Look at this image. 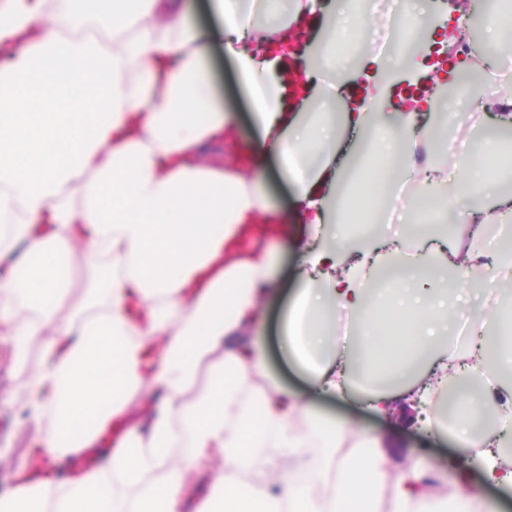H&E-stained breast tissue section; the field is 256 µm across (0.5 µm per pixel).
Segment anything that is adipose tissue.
I'll return each mask as SVG.
<instances>
[{"mask_svg": "<svg viewBox=\"0 0 512 512\" xmlns=\"http://www.w3.org/2000/svg\"><path fill=\"white\" fill-rule=\"evenodd\" d=\"M407 41L394 53L366 52L341 78L329 58L352 28L367 33L368 0L327 13L322 0H212L222 23L203 31L183 0H0V221L23 251L0 247V326L43 339V370L27 383L31 409L51 412L39 442L49 465L19 466L0 512H182L192 473L220 463L223 482L195 512H378L374 488L389 484L393 512H432L437 499L423 467L387 473L376 437L330 419L268 380L258 334L263 302L279 290L263 242L292 235L297 288L282 331L295 365L323 392L354 391L367 372L380 414L402 398L434 400L448 381L438 343L466 319L494 347L467 364L470 392L456 416L485 479L512 488V307L487 314L456 306L482 257L486 229L512 219V192L496 193L512 154L457 156L467 181L449 190L440 164L449 114L437 131L424 124L443 87L480 66L471 56L434 70L447 49L448 5L432 17L395 0ZM223 44L248 88L257 137L242 142L232 111L216 97L208 70ZM388 128L373 148L364 182L428 189L436 212L458 213L474 230L467 246L423 248L427 228L398 235L373 229L344 242L350 212L338 188L375 114ZM223 144L229 163L205 149ZM277 154L296 185L289 232L258 171ZM487 208L465 205L472 194ZM112 261L99 287L68 316L79 259ZM364 331L336 341L340 313ZM201 399H190L195 385ZM153 408L147 430H127L100 465L60 482L54 466L101 445L113 420ZM500 420L484 432L482 417ZM326 455L307 457L313 437ZM159 471L160 480H149Z\"/></svg>", "mask_w": 512, "mask_h": 512, "instance_id": "1", "label": "adipose tissue"}]
</instances>
